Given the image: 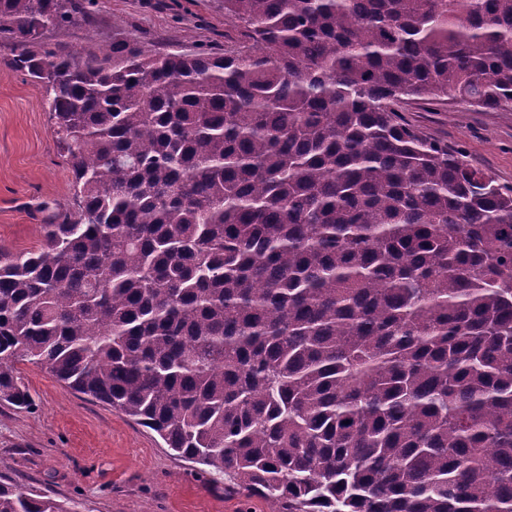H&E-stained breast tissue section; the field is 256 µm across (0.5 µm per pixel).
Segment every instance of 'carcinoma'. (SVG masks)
I'll return each instance as SVG.
<instances>
[{"label":"carcinoma","instance_id":"cac0c4a2","mask_svg":"<svg viewBox=\"0 0 512 512\" xmlns=\"http://www.w3.org/2000/svg\"><path fill=\"white\" fill-rule=\"evenodd\" d=\"M0 0L74 206L0 248L18 364L272 512H512V187L401 119L512 108V0H224V52L54 50ZM0 512H80L0 484Z\"/></svg>","mask_w":512,"mask_h":512}]
</instances>
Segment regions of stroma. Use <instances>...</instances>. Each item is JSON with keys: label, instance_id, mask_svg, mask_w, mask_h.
Segmentation results:
<instances>
[{"label": "stroma", "instance_id": "1", "mask_svg": "<svg viewBox=\"0 0 512 512\" xmlns=\"http://www.w3.org/2000/svg\"><path fill=\"white\" fill-rule=\"evenodd\" d=\"M84 19L43 36L53 49H108L119 35L146 50L224 48V0H88ZM0 44V247L37 248L72 199V173L46 92L12 71ZM498 183L512 185V110L459 100L404 114ZM27 408L0 401V483L76 502L81 512H270L233 479L173 455L150 429L76 393L39 366L19 365Z\"/></svg>", "mask_w": 512, "mask_h": 512}]
</instances>
